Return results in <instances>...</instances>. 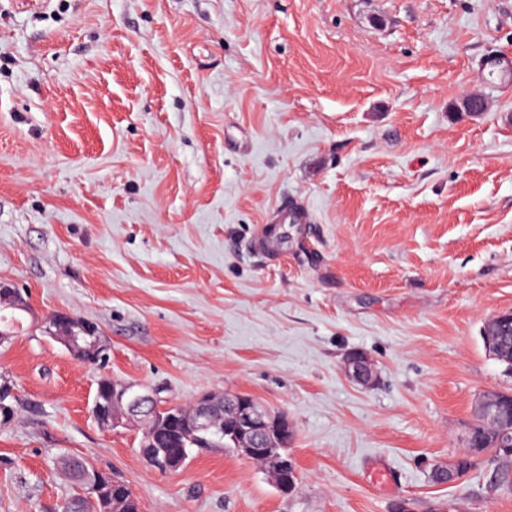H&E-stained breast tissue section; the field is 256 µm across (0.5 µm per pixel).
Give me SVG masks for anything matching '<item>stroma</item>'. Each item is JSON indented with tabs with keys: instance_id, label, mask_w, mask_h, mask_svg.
Returning a JSON list of instances; mask_svg holds the SVG:
<instances>
[{
	"instance_id": "stroma-1",
	"label": "stroma",
	"mask_w": 512,
	"mask_h": 512,
	"mask_svg": "<svg viewBox=\"0 0 512 512\" xmlns=\"http://www.w3.org/2000/svg\"><path fill=\"white\" fill-rule=\"evenodd\" d=\"M0 281L109 354L0 345V512L76 496L61 455L140 512H512L492 464L431 479L512 391L481 337L512 311V0H0ZM103 376L287 413L295 491L229 448L150 467L141 425L91 417ZM346 374L354 382L368 386L373 383L376 369L372 360L363 352H353L346 358Z\"/></svg>"
}]
</instances>
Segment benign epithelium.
Returning <instances> with one entry per match:
<instances>
[{"label":"benign epithelium","instance_id":"1","mask_svg":"<svg viewBox=\"0 0 512 512\" xmlns=\"http://www.w3.org/2000/svg\"><path fill=\"white\" fill-rule=\"evenodd\" d=\"M0 304L5 307H30V303L9 284L0 281ZM37 327L51 339L60 342L78 361L95 364L107 358V346L96 329L88 332L89 341L81 345L80 339L73 332H65L61 327V318L51 314L37 320ZM346 374L354 382L368 386L373 383L376 369L372 360L363 352H353L346 358ZM478 408L484 420L491 426L502 420V411L498 397L488 396ZM173 409L164 405L156 394L139 390L136 395L125 394L111 410L99 402L95 406V419L98 424L115 428L123 421L148 423L160 413ZM230 413V421L224 424V434L230 436L237 445V452L244 458L255 461L266 460L273 468L277 478L278 489L288 494L296 487L297 472L292 457L284 454L278 443L284 440L285 423L288 417L271 410L254 398L244 394L207 393L195 401L194 427L206 431L218 424L222 413ZM150 453L155 466L164 472L173 468V449L152 448Z\"/></svg>","mask_w":512,"mask_h":512}]
</instances>
